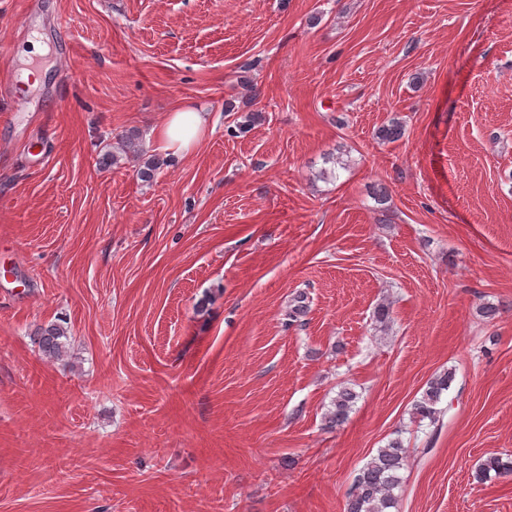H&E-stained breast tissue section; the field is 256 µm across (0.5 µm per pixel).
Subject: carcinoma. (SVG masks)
<instances>
[{
    "label": "carcinoma",
    "mask_w": 512,
    "mask_h": 512,
    "mask_svg": "<svg viewBox=\"0 0 512 512\" xmlns=\"http://www.w3.org/2000/svg\"><path fill=\"white\" fill-rule=\"evenodd\" d=\"M377 135L382 140H397L404 135V126L401 121L392 118L378 129ZM120 140L122 155L134 157L139 153V137L135 132H125ZM33 342L44 357L59 360L67 352V331L63 326L51 323L36 330ZM453 381L454 373L451 370L431 378L422 396L412 406L413 418L436 423L440 414L437 404L442 395L449 391ZM356 398L352 389L341 388L327 413L326 426L336 428L344 424ZM407 461L408 451L403 441L399 438L390 440L355 477L346 495L344 512H389L395 504L393 490L401 483V471ZM492 473L497 476L512 474V460L497 455L487 457L479 465V474L485 478Z\"/></svg>",
    "instance_id": "cac0c4a2"
}]
</instances>
